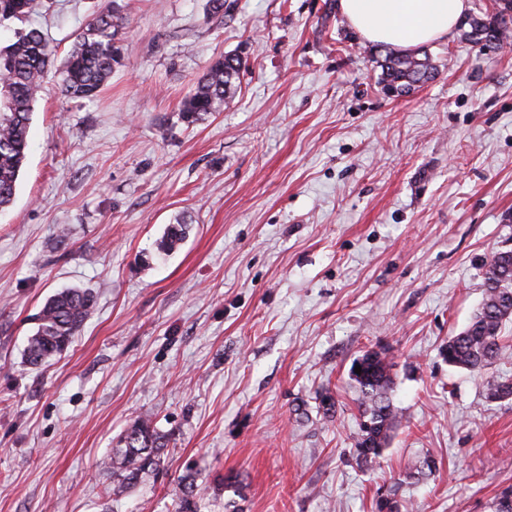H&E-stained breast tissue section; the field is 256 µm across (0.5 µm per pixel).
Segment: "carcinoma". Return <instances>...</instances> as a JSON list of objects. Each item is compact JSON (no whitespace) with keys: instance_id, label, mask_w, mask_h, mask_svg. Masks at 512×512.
I'll list each match as a JSON object with an SVG mask.
<instances>
[{"instance_id":"obj_1","label":"carcinoma","mask_w":512,"mask_h":512,"mask_svg":"<svg viewBox=\"0 0 512 512\" xmlns=\"http://www.w3.org/2000/svg\"><path fill=\"white\" fill-rule=\"evenodd\" d=\"M34 0H0V23L23 19ZM512 16V0H495L494 11L470 15L462 25L465 39L481 42L480 32L500 23L498 36L484 47L493 51L512 39L504 15ZM124 29V18L102 14L79 32L62 71V91L70 97L93 98L99 95L117 64L116 40ZM54 61L46 37L37 29L18 33L14 42L0 48V211L13 200L21 169L26 161L28 133L40 84ZM381 68L379 83L394 97L410 94L416 87L434 79L438 68L428 51L418 58L411 53L387 51L377 58ZM245 64L237 55L221 57L208 67L185 97L181 111L188 118L207 112H221L224 100L235 87ZM184 224L170 225L160 249L171 253L185 237ZM508 266L491 256L483 273V299L468 325L448 338L440 354L448 365L481 374L498 358L502 327L512 321V250ZM94 309L91 293L65 288L51 296L39 314V326L28 339L25 359L31 365L46 363L62 354ZM361 367L355 373V367ZM394 362L382 351H366L355 358L350 376L358 389L359 433L355 444L356 461L361 466L379 463L388 447L391 433L401 421L393 405ZM485 398L491 402L512 399V380L488 377L484 380ZM167 447L165 435L149 417L136 420L112 449L104 471L117 488L127 489L160 464ZM192 473L179 482V512H201L202 487Z\"/></svg>"}]
</instances>
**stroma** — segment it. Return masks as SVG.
Wrapping results in <instances>:
<instances>
[{"instance_id":"1","label":"stroma","mask_w":512,"mask_h":512,"mask_svg":"<svg viewBox=\"0 0 512 512\" xmlns=\"http://www.w3.org/2000/svg\"><path fill=\"white\" fill-rule=\"evenodd\" d=\"M42 0L57 63L98 12L127 25L97 98L38 95L13 203L0 212V512H177L187 469L203 512H494L512 486V400L440 349L512 248V43L461 29L427 44L436 77L379 85L378 48L338 0ZM246 67L223 111L181 102L217 58ZM189 233L169 256L166 227ZM96 306L42 367L24 351L46 300ZM381 350L402 420L359 466L352 361ZM330 391L336 414L317 396ZM170 444L112 488L101 463L135 420ZM435 471L407 474L424 456Z\"/></svg>"}]
</instances>
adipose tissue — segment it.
Wrapping results in <instances>:
<instances>
[{
  "label": "adipose tissue",
  "instance_id": "ef3b65f1",
  "mask_svg": "<svg viewBox=\"0 0 512 512\" xmlns=\"http://www.w3.org/2000/svg\"><path fill=\"white\" fill-rule=\"evenodd\" d=\"M467 7V0H339L358 35L404 49L448 37Z\"/></svg>",
  "mask_w": 512,
  "mask_h": 512
}]
</instances>
